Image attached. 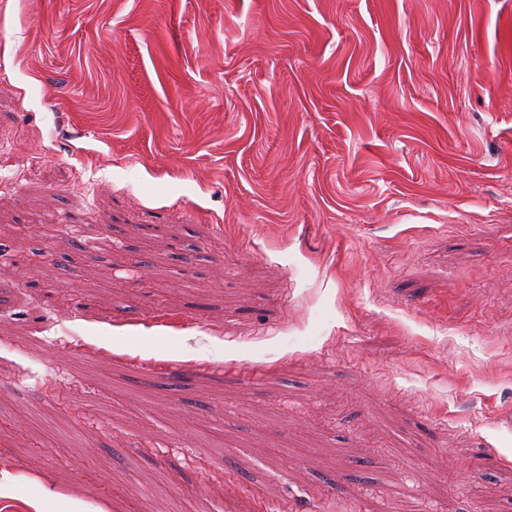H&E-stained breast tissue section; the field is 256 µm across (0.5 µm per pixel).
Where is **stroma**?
Here are the masks:
<instances>
[{
	"mask_svg": "<svg viewBox=\"0 0 512 512\" xmlns=\"http://www.w3.org/2000/svg\"><path fill=\"white\" fill-rule=\"evenodd\" d=\"M1 169L0 512H512V0H0ZM69 235L73 236L77 233L89 239L97 240L102 245V250H108L111 247V239L105 232V225L102 224H82L72 225L67 229Z\"/></svg>",
	"mask_w": 512,
	"mask_h": 512,
	"instance_id": "obj_1",
	"label": "stroma"
}]
</instances>
